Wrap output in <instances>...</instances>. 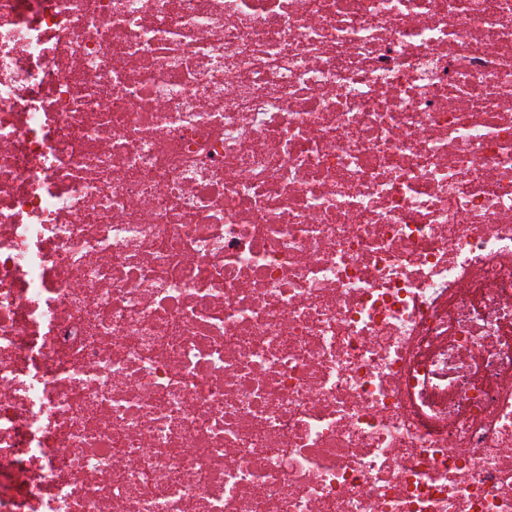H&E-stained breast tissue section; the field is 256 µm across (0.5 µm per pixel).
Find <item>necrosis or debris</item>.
<instances>
[{"instance_id": "4bbe7bcc", "label": "necrosis or debris", "mask_w": 512, "mask_h": 512, "mask_svg": "<svg viewBox=\"0 0 512 512\" xmlns=\"http://www.w3.org/2000/svg\"><path fill=\"white\" fill-rule=\"evenodd\" d=\"M0 512H512V0H0Z\"/></svg>"}]
</instances>
